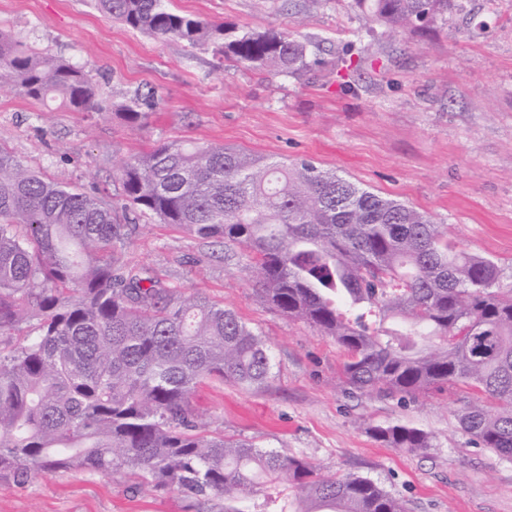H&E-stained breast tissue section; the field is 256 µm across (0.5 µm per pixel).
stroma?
<instances>
[{"label":"stroma","instance_id":"35a3bbf8","mask_svg":"<svg viewBox=\"0 0 512 512\" xmlns=\"http://www.w3.org/2000/svg\"><path fill=\"white\" fill-rule=\"evenodd\" d=\"M464 4L417 33L391 31L352 0H170L182 14L307 42L309 68L274 76L233 59L216 66L210 50L108 19L90 0H0L1 31L84 66L103 96L142 87L159 98L134 129L110 113L47 112L18 89H0V147L125 212L134 227L126 263L182 293L204 292L261 332L272 358L263 385L210 381L192 394L211 430L329 475L370 477L407 512H512V461L471 442L459 424L468 393H348L338 380L347 354L332 337L266 303L222 241L128 208L120 166L164 140L307 159L433 216L458 248L510 268L512 0ZM390 423L428 432L429 455L398 453L368 431ZM206 510L174 492H133L120 475H39L24 487L0 480V512Z\"/></svg>","mask_w":512,"mask_h":512}]
</instances>
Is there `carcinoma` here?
<instances>
[{
    "mask_svg": "<svg viewBox=\"0 0 512 512\" xmlns=\"http://www.w3.org/2000/svg\"><path fill=\"white\" fill-rule=\"evenodd\" d=\"M94 0L156 38L209 46L270 74L308 67V45L167 6ZM393 31L450 0H353ZM73 112L147 124L155 93L102 97L90 72L0 34V86ZM126 200L162 224L240 251L239 271L284 315L348 353L361 393H478L460 425L512 461V288L504 267L458 249L444 225L311 161L163 141L121 168ZM130 225L94 194L44 177L0 147V480L82 471L177 492L208 512H407L369 477L328 476L303 458L209 430L190 402L207 381L264 384L261 334L199 292L184 295L121 260ZM29 330L23 331V325ZM387 448L426 454L424 430L369 427Z\"/></svg>",
    "mask_w": 512,
    "mask_h": 512,
    "instance_id": "1",
    "label": "carcinoma"
}]
</instances>
